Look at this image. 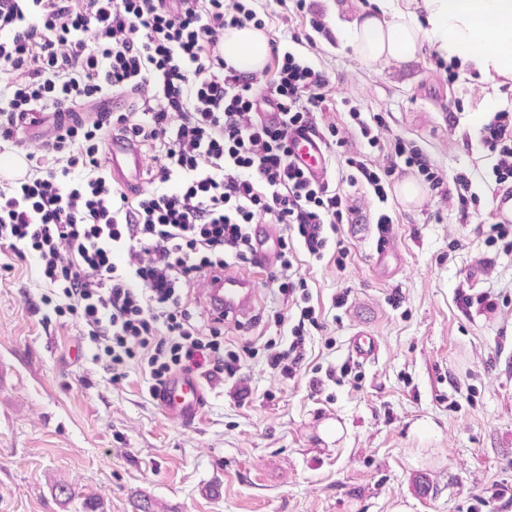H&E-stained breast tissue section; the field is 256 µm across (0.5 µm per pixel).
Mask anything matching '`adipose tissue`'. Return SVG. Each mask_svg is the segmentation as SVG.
Here are the masks:
<instances>
[{
	"label": "adipose tissue",
	"instance_id": "adipose-tissue-1",
	"mask_svg": "<svg viewBox=\"0 0 512 512\" xmlns=\"http://www.w3.org/2000/svg\"><path fill=\"white\" fill-rule=\"evenodd\" d=\"M357 16L334 13L336 33L368 65L404 63L423 45L483 79L512 80V0H374ZM269 51L264 33L230 30L224 58L249 76L264 67Z\"/></svg>",
	"mask_w": 512,
	"mask_h": 512
}]
</instances>
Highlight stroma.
Instances as JSON below:
<instances>
[{"instance_id": "1", "label": "stroma", "mask_w": 512, "mask_h": 512, "mask_svg": "<svg viewBox=\"0 0 512 512\" xmlns=\"http://www.w3.org/2000/svg\"><path fill=\"white\" fill-rule=\"evenodd\" d=\"M330 4L252 0L283 48L329 75L318 126L347 138L328 168L350 209L336 230L346 257L300 252L294 263L320 311L303 362L289 377L267 366L276 316H297L299 295L240 269L258 294L249 321L224 325L241 369L205 382L200 419L186 426L137 369L112 384L80 323L50 315L34 259L0 246V512H86L89 496L95 512H392L401 502L412 512H512V246L487 240L498 192L474 121L491 97L512 109V85L464 70L449 78L428 46L400 66L365 65L341 47ZM353 108L384 125L380 148L352 131ZM399 138L445 176L468 174L475 213L461 217L427 189L406 202L401 183L420 179L411 169L384 180L383 203L349 181L346 156L385 163ZM384 246L387 269L375 263ZM462 290L489 295L492 307L462 306ZM340 295L347 303L334 307ZM361 331L377 342L364 361L350 354ZM330 421L342 432L329 442Z\"/></svg>"}]
</instances>
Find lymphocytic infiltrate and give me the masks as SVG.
Segmentation results:
<instances>
[{
    "instance_id": "f902f5d3",
    "label": "lymphocytic infiltrate",
    "mask_w": 512,
    "mask_h": 512,
    "mask_svg": "<svg viewBox=\"0 0 512 512\" xmlns=\"http://www.w3.org/2000/svg\"><path fill=\"white\" fill-rule=\"evenodd\" d=\"M249 24L266 26L245 0H0V72L12 77L0 89V141L26 159L22 179L0 184V242L36 257L45 304L84 325L113 382L137 366L154 398L179 372L211 381L239 371L223 319L199 316L187 298L213 272L258 265L257 217L319 261L347 211L335 184L308 179L288 146L293 132L316 131L326 72L269 38L267 97L281 119L264 121L251 79L220 52L228 30ZM107 91L121 108L101 105ZM91 102L98 112L81 113ZM38 112L55 115L48 135L23 137L22 120ZM480 134L495 184L512 183V110L493 112ZM115 135L151 150L133 195L112 176ZM345 163L382 202V178L401 164L461 215L477 202L469 177L446 178L401 139L385 165ZM316 319L300 307L271 369L293 373Z\"/></svg>"
}]
</instances>
